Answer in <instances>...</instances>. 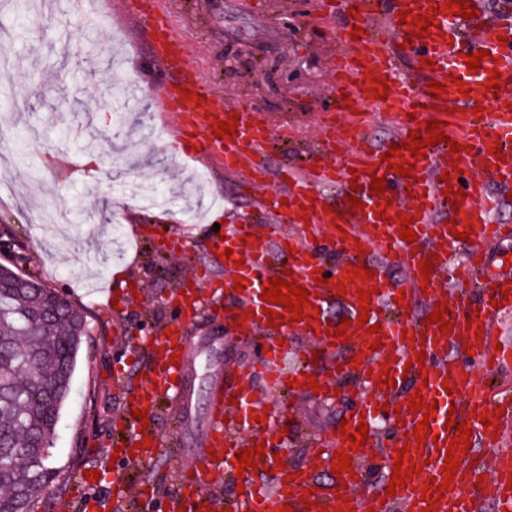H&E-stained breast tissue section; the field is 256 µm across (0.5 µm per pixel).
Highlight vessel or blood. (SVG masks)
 <instances>
[{
    "label": "vessel or blood",
    "mask_w": 512,
    "mask_h": 512,
    "mask_svg": "<svg viewBox=\"0 0 512 512\" xmlns=\"http://www.w3.org/2000/svg\"><path fill=\"white\" fill-rule=\"evenodd\" d=\"M448 0H316L317 18L343 14L349 27L340 33L336 57L335 85L347 93V100L336 99L321 110L323 117L320 149L300 167H283L278 187L255 199L254 206L280 223L306 218L314 238H322L336 251L340 263L335 272L326 273L312 244L297 236H283L277 231L254 232L248 224H229L225 230L238 238L231 260L224 263V277L207 279L198 274V283L175 294L181 320L169 324L166 333L151 338L149 365L144 382L127 402L124 418L134 411L155 413L163 395L178 392L188 365L203 367L202 358H190L187 325L200 317L205 307L202 289L224 292L232 300L231 319L243 330L265 336L263 352L255 366L269 389L283 392L288 386L310 391L307 377L322 368L329 388L338 375H350L347 352L361 360L360 377L365 385L358 403L348 418V427L331 434L327 447L337 453H349L350 468L328 486H311L296 475L293 467L280 469L265 478L272 467L271 452L256 455L255 446L271 443V422L275 411L251 397L242 386L219 385L212 390L211 412L200 433V461L194 473L179 479L168 496V512H199L212 486L223 474L224 464L237 452L251 450V465L239 483L243 488L239 512H300L311 504L315 512H341L352 506L354 512H477L474 490L478 483L490 487L497 512H512V454L503 452L506 434L512 430V402H504L499 393L477 388L469 372L456 360L458 346H466L469 357L483 372L498 374L512 362V346L497 345L495 319L512 313V298H505L504 272H491L484 242L500 239L504 226L495 213L500 197L491 195L488 184L512 186V18L488 24L480 0H467L473 15L463 18L447 12ZM132 12L140 23L156 36L157 59L161 77L148 89L152 98L166 111L178 113V140L185 157L218 158L226 171L251 180L262 170L267 146L274 129H287V120L274 121L262 116L252 105L229 103L219 108L202 105L205 88L200 76L183 64L180 38L161 0H132ZM412 15L436 14L439 24L429 36H420L419 26L400 20L403 10ZM360 27V38H353L352 27ZM405 42L411 53L413 74L442 84L440 97L430 92L416 94L413 75L402 73L392 49L393 41ZM489 53L477 72H470L465 58L479 50ZM499 71L498 87H489L492 71ZM388 84L386 99H379L381 84ZM498 98L497 109L485 108L487 99ZM369 105L391 112L398 132L394 138L401 150L391 159L366 138L358 118L360 106ZM433 107L447 141L426 145L416 160L411 176L395 170L401 160L411 157L405 150L411 133L421 131L412 113ZM237 120V130L215 136L220 122ZM459 151H451V144ZM383 177L385 190L372 191L373 176ZM336 187L341 198L333 203L325 186ZM464 197H457V190ZM356 196L360 208H351L347 198ZM386 207V217H379V207ZM413 218V241L400 236L403 218ZM471 230L478 243L468 254L466 274L477 277L480 299L470 298L466 287L447 289L441 276L448 267L447 244L453 232ZM401 265L410 278L409 287H401L386 274V261ZM430 262L429 279H422L419 265ZM367 267L369 279L355 276L359 267ZM247 281L237 288L238 278ZM288 278L290 284L304 287L310 303L304 320L292 321L285 306L263 302L262 289L270 279ZM371 290L369 325L379 326V333L359 328L360 290ZM423 297L429 310L447 305L445 323L449 333L429 319L415 320L409 314L411 300ZM349 319L344 336H336L341 319L331 317L334 305ZM276 311L277 323H270L268 311ZM443 322V323H444ZM298 329L312 339L315 351L303 354L299 365L288 363L286 339L289 329ZM424 355L416 363V355ZM414 375V390L427 402L437 404L436 414L410 408L399 387L383 385V375L401 378ZM465 411L471 429L469 445L459 444L456 429L446 426L450 408ZM398 409L396 447H408L409 460L418 466L405 488L393 495L364 489L365 447L349 451L345 432L359 423L373 425L384 409ZM497 414L496 423L484 425V417ZM428 421L431 437L416 438L418 422ZM249 430L238 434L239 427ZM117 457L124 462L148 461L160 454L159 440L145 441L143 433L132 440L118 441ZM480 446L489 453L483 468L471 465L472 449ZM455 450L458 461L455 474H448L447 450ZM449 480L443 498L428 500L427 482L441 484Z\"/></svg>",
    "instance_id": "1"
}]
</instances>
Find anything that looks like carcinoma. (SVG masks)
Returning a JSON list of instances; mask_svg holds the SVG:
<instances>
[{
	"label": "carcinoma",
	"mask_w": 512,
	"mask_h": 512,
	"mask_svg": "<svg viewBox=\"0 0 512 512\" xmlns=\"http://www.w3.org/2000/svg\"><path fill=\"white\" fill-rule=\"evenodd\" d=\"M86 319L54 289L0 264V512H27L48 466Z\"/></svg>",
	"instance_id": "1"
}]
</instances>
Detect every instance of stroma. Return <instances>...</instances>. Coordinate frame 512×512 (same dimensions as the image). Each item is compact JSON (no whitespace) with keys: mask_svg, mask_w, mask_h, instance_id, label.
Masks as SVG:
<instances>
[{"mask_svg":"<svg viewBox=\"0 0 512 512\" xmlns=\"http://www.w3.org/2000/svg\"><path fill=\"white\" fill-rule=\"evenodd\" d=\"M163 2L183 39L184 62L209 89L207 105L253 103L271 117L289 115L294 129L272 142L264 176L251 186L223 162L180 157L177 144L155 137L159 122L175 119L150 98H131L120 112L99 102L157 71L153 35L121 0H0V35H8L13 55L12 96L0 101V237L19 245L14 254L0 250V263H16L56 289L88 324L48 461L53 481L28 512H71L78 475L94 470L101 477L93 492L104 501L117 471L129 487L146 480L159 487V498L132 496L116 512H164L178 472L198 460L193 449L214 382L268 395L253 371L261 339L242 337L221 316L198 320L191 342L214 359L215 370L207 379L190 372V418L176 425L175 401L163 398L154 423L162 455L116 463L108 453L114 420L147 366L149 338L179 317L175 289L200 267L223 275L209 254L210 237L225 224L260 223L253 197L273 189L278 169L313 148L316 115L337 96L332 69L345 19L316 18L313 0ZM116 175L132 186L153 183L168 208L143 209L131 199L112 206L108 185ZM166 234L180 239L181 251L163 250ZM117 268L136 285L122 297L111 277ZM358 394L351 379L325 396L292 394L293 427L275 438L283 458L307 468L316 483L328 482L330 470L313 463L309 448L339 428Z\"/></svg>","mask_w":512,"mask_h":512,"instance_id":"stroma-1","label":"stroma"}]
</instances>
